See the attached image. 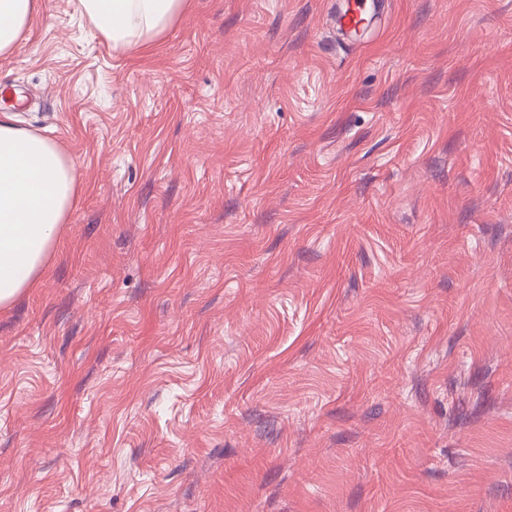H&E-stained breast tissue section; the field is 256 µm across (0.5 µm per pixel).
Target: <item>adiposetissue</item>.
<instances>
[{
    "instance_id": "obj_1",
    "label": "adipose tissue",
    "mask_w": 512,
    "mask_h": 512,
    "mask_svg": "<svg viewBox=\"0 0 512 512\" xmlns=\"http://www.w3.org/2000/svg\"><path fill=\"white\" fill-rule=\"evenodd\" d=\"M90 31L121 51L160 37L187 0H78ZM41 0H0V54L10 52ZM79 192L73 161L56 141L0 121V309L13 305L48 270Z\"/></svg>"
}]
</instances>
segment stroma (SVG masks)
<instances>
[{"instance_id":"1","label":"stroma","mask_w":512,"mask_h":512,"mask_svg":"<svg viewBox=\"0 0 512 512\" xmlns=\"http://www.w3.org/2000/svg\"><path fill=\"white\" fill-rule=\"evenodd\" d=\"M43 0L0 118L81 191L0 311V512H512V0ZM90 31L112 49L135 51L160 37L184 13L187 0H78ZM368 0H349L345 5L344 13L339 18L341 26L357 30L364 24L374 4H368Z\"/></svg>"}]
</instances>
